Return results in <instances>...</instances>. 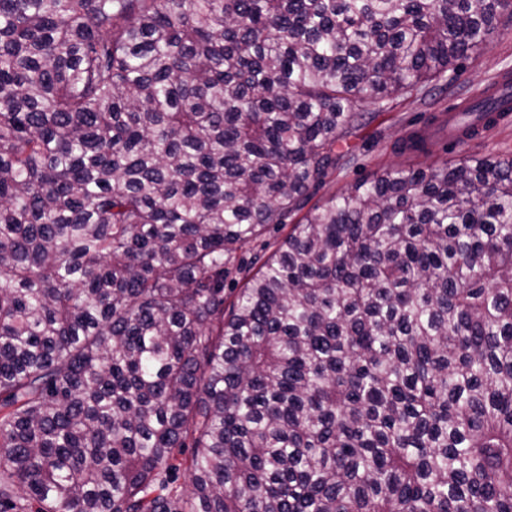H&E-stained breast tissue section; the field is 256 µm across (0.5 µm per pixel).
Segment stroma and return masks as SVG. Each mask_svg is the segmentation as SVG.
Returning <instances> with one entry per match:
<instances>
[{"label":"stroma","instance_id":"obj_1","mask_svg":"<svg viewBox=\"0 0 512 512\" xmlns=\"http://www.w3.org/2000/svg\"><path fill=\"white\" fill-rule=\"evenodd\" d=\"M464 67L465 72L457 82L440 81L425 99L400 97L390 103L386 111L366 117L362 128L348 140L349 148L361 156L360 167L333 177L311 198V205L322 204L331 195L386 168L428 165L444 160L447 135L443 125L449 106L482 92L501 70H512V29L503 30L483 53L466 60ZM414 130L433 134L429 154L412 158L395 153L392 143Z\"/></svg>","mask_w":512,"mask_h":512}]
</instances>
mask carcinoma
Listing matches in <instances>:
<instances>
[{
	"label": "carcinoma",
	"instance_id": "1",
	"mask_svg": "<svg viewBox=\"0 0 512 512\" xmlns=\"http://www.w3.org/2000/svg\"><path fill=\"white\" fill-rule=\"evenodd\" d=\"M507 24L0 0V512H512V155L469 152L508 99L299 216Z\"/></svg>",
	"mask_w": 512,
	"mask_h": 512
}]
</instances>
